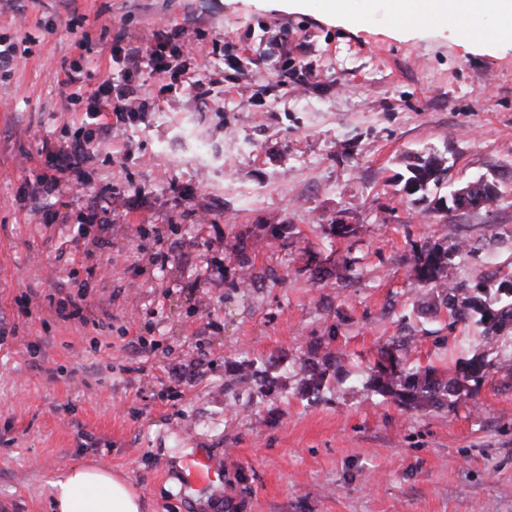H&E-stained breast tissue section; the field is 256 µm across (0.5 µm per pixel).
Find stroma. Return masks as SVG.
Returning <instances> with one entry per match:
<instances>
[{"mask_svg":"<svg viewBox=\"0 0 512 512\" xmlns=\"http://www.w3.org/2000/svg\"><path fill=\"white\" fill-rule=\"evenodd\" d=\"M162 22L198 35L185 71L128 73L113 39L149 52ZM395 25L385 0L355 23L323 0H0L16 46L0 76V512H50L51 480L81 461L127 477L145 512H512L511 329L455 407L409 410L366 385L399 336L410 365L448 379L479 351L481 325L449 328L417 278L423 250L464 241L448 274L485 282L490 307L512 273V43ZM107 77L150 110L103 137L86 112ZM76 137L82 197L24 195L49 171L43 145ZM428 153L446 178L404 193L398 176ZM480 178L498 187L490 206L434 210ZM77 297L81 317H64ZM331 333L338 367L310 350ZM243 360L274 391L229 399ZM195 448L224 483L189 499L176 468Z\"/></svg>","mask_w":512,"mask_h":512,"instance_id":"1","label":"stroma"}]
</instances>
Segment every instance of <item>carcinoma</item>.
<instances>
[{"mask_svg":"<svg viewBox=\"0 0 512 512\" xmlns=\"http://www.w3.org/2000/svg\"><path fill=\"white\" fill-rule=\"evenodd\" d=\"M445 158L437 154L434 158H425L418 163L407 166L405 182L417 184V190L424 191L427 186L438 185L443 173L448 171ZM458 249L452 243L448 246L436 244L421 252L418 256L414 271L417 277L425 283H434L440 288L439 298L448 310V328L456 323L466 321L474 314L480 315L479 322L485 325L483 341L490 340L504 326L512 325V287L496 288L500 296L499 305L490 308L486 306L479 293L483 291V282L474 287L460 288L447 280L449 254ZM408 361V340L397 339L382 347L379 359L374 366V373L369 379V385L382 395L392 397L399 405L409 409L454 407L461 401L466 383H472L470 392L477 391L489 376L493 367L488 360V354H475L465 360L460 368L459 376L447 380L437 373L436 369L428 366L405 367ZM240 383H250L258 386V392L263 393L275 386V381L260 374L252 366L246 367V373L238 378Z\"/></svg>","mask_w":512,"mask_h":512,"instance_id":"cac0c4a2","label":"carcinoma"}]
</instances>
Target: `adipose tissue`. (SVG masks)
Segmentation results:
<instances>
[{
	"label": "adipose tissue",
	"instance_id": "ef3b65f1",
	"mask_svg": "<svg viewBox=\"0 0 512 512\" xmlns=\"http://www.w3.org/2000/svg\"><path fill=\"white\" fill-rule=\"evenodd\" d=\"M392 14L403 20L424 14L441 18L462 12L471 23L493 27L499 38L512 41V0H387ZM53 512H142L143 504L128 481L86 463L74 465L52 481Z\"/></svg>",
	"mask_w": 512,
	"mask_h": 512
}]
</instances>
